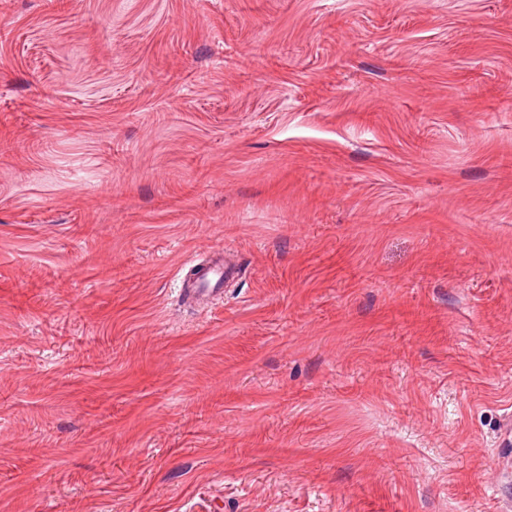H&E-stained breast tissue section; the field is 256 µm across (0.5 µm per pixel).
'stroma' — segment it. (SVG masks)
<instances>
[{"instance_id": "obj_1", "label": "stroma", "mask_w": 512, "mask_h": 512, "mask_svg": "<svg viewBox=\"0 0 512 512\" xmlns=\"http://www.w3.org/2000/svg\"><path fill=\"white\" fill-rule=\"evenodd\" d=\"M511 417L512 0H0V512H499ZM199 273L194 279H190L185 284L181 281L180 293L185 296L201 297L203 295H221L224 290L216 288L224 283V278H227L232 273V268L228 264L214 263L208 266H201L197 268Z\"/></svg>"}]
</instances>
